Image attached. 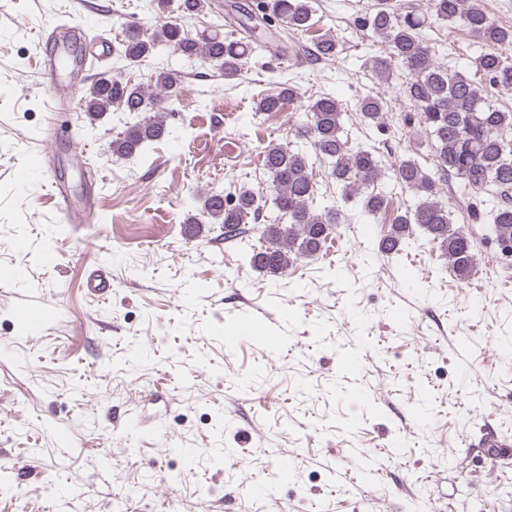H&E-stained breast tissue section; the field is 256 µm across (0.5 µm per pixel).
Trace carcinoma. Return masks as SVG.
Wrapping results in <instances>:
<instances>
[{
    "mask_svg": "<svg viewBox=\"0 0 512 512\" xmlns=\"http://www.w3.org/2000/svg\"><path fill=\"white\" fill-rule=\"evenodd\" d=\"M207 0H179L178 11L191 19L205 11ZM238 29L232 34L218 31L189 36L177 22H163L152 39L135 28L124 32L119 53L136 65L165 46L187 59L208 61L224 72V78L242 76L248 60L274 48L287 55L261 31L273 24L305 34L314 26L311 0H252L242 7ZM463 26L491 50L474 59L475 73L491 87L512 88V29L497 25L481 7L480 0H430L429 12L419 14L402 0H379L375 12L358 17L357 26L379 37L387 52L369 59L368 67L376 77L387 81L393 66L408 71L410 78L402 86L403 97L416 109L407 124L417 122L431 145L435 167L460 179L470 199L486 195L492 198L490 230L494 238L512 248V140L503 132L512 130V112L488 104L479 83L440 64L423 42L421 32L427 24L454 23ZM308 60L336 55V39L325 34L313 41V47L295 44ZM181 74L175 69L159 68L150 76V85L132 83L121 75L98 78L86 91L83 102L90 119L98 120L109 112H124L135 121L112 140V154L119 157H145L146 149L169 134L164 120V102L175 96ZM299 88L285 82L280 90L257 96L255 111L282 112L300 102ZM384 102L365 97L359 103L362 116L373 122L383 119ZM305 120L298 136L310 149L291 148L288 143H271L263 151V167L271 177L267 193L242 190L238 193H209L202 209L214 224L224 225V238L242 233L249 219L267 211L261 231L265 246L252 251V267L273 274L284 273L295 260L313 257L327 240L332 226L340 223V211L326 206L312 208L316 183L312 162H328L330 176L342 188L347 201H356L367 215L376 216L387 205L382 188L373 187L381 167L376 155L362 146L350 145L343 124L342 104L333 96L320 95L304 105ZM397 182L414 192V199L401 207L380 240L381 250L396 253L413 230L422 228L436 242L451 263L454 274L468 278L476 262L470 235L455 224L448 203L439 198L436 180L417 162L407 159L395 168Z\"/></svg>",
    "mask_w": 512,
    "mask_h": 512,
    "instance_id": "carcinoma-1",
    "label": "carcinoma"
}]
</instances>
